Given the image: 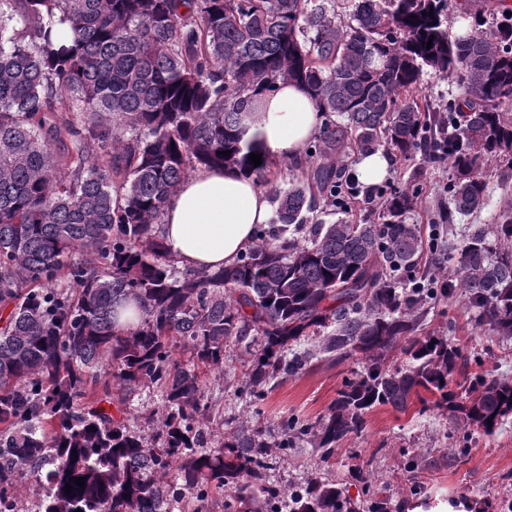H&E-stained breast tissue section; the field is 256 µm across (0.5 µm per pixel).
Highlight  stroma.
I'll list each match as a JSON object with an SVG mask.
<instances>
[{
	"label": "stroma",
	"mask_w": 512,
	"mask_h": 512,
	"mask_svg": "<svg viewBox=\"0 0 512 512\" xmlns=\"http://www.w3.org/2000/svg\"><path fill=\"white\" fill-rule=\"evenodd\" d=\"M419 168L424 169L426 179L406 221L420 225L427 236L436 229L431 218L446 199L444 187L451 175L447 165L425 162L418 155L396 160L386 184L403 186ZM487 182L489 198L481 211L456 216L453 226L436 230L443 234L455 230L454 240L459 243L469 225H494L505 201L512 200V168L491 164ZM475 319V310L460 294L449 302L429 305L426 313L428 330L447 336L464 357L477 360L478 371L512 379V339L488 340ZM239 354L236 347H227L225 379L211 376L206 381L205 399L218 438L224 435L225 419L236 417L265 430L271 440H279L284 420L297 417L316 422L327 414L345 379L361 369L355 357L339 363L319 357L277 386L256 411L246 396L232 389L243 378ZM412 455L418 467L411 471L406 460ZM315 472L336 480L354 498L366 478H373L387 489V512H498L499 501L512 500V416L505 418L494 434L486 435L468 432L463 421L447 413L420 414L413 409L401 413L380 406L367 414L361 432L337 444L328 466H321L310 443L300 441L287 457L275 460L269 475L285 486Z\"/></svg>",
	"instance_id": "stroma-1"
}]
</instances>
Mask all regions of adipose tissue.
Returning a JSON list of instances; mask_svg holds the SVG:
<instances>
[{
    "label": "adipose tissue",
    "mask_w": 512,
    "mask_h": 512,
    "mask_svg": "<svg viewBox=\"0 0 512 512\" xmlns=\"http://www.w3.org/2000/svg\"><path fill=\"white\" fill-rule=\"evenodd\" d=\"M258 112L249 137L284 160H297L321 123L308 92L288 81L261 94ZM268 218L267 196L252 178L228 168H201L169 199L161 235L181 268L214 271L233 263L253 240L256 225Z\"/></svg>",
    "instance_id": "adipose-tissue-1"
}]
</instances>
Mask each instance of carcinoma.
Wrapping results in <instances>:
<instances>
[{"instance_id": "cac0c4a2", "label": "carcinoma", "mask_w": 512, "mask_h": 512, "mask_svg": "<svg viewBox=\"0 0 512 512\" xmlns=\"http://www.w3.org/2000/svg\"><path fill=\"white\" fill-rule=\"evenodd\" d=\"M477 5L453 34L448 0H0V512H17L24 479L38 512H173L215 496L224 512H386L372 484L359 502L322 476L277 485L271 449L306 437L327 462L379 406L459 412L486 435L512 415L507 378L470 374L464 400L448 390L469 362L424 323V305L459 287L489 339H512V204L495 230L469 229L456 285L418 276L443 239L405 222L417 184L390 193L380 224L312 216L349 205V152L381 148L448 163L441 223L485 207L486 167L512 168V8L488 22ZM428 72L456 84L447 105L418 98ZM284 80L326 116L303 179L272 190L269 224L234 263L179 270L160 236L170 195L200 167L269 184L272 159L246 135L255 98ZM306 224L307 240L283 237ZM327 328L318 350L301 347ZM230 345L257 401L319 352L364 365L316 423L287 420L273 444L242 423L210 448L205 374ZM150 386L166 410L151 444L126 408ZM71 477L85 484L67 494Z\"/></svg>"}]
</instances>
